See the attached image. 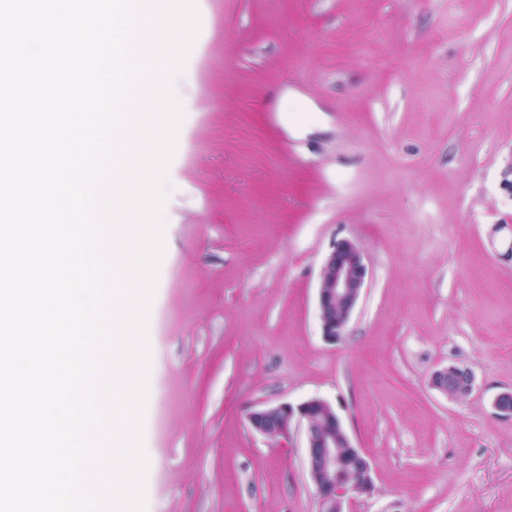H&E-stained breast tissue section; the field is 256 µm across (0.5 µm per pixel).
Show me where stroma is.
<instances>
[{"label": "stroma", "instance_id": "35a3bbf8", "mask_svg": "<svg viewBox=\"0 0 512 512\" xmlns=\"http://www.w3.org/2000/svg\"><path fill=\"white\" fill-rule=\"evenodd\" d=\"M175 80L150 305L146 512H319L303 436L328 401L369 458L345 512H512V0H196ZM370 270L336 342L320 267ZM449 365L471 390L432 387Z\"/></svg>", "mask_w": 512, "mask_h": 512}]
</instances>
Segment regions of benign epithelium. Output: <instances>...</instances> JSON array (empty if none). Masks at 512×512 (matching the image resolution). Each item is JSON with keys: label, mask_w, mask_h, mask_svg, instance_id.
Wrapping results in <instances>:
<instances>
[{"label": "benign epithelium", "mask_w": 512, "mask_h": 512, "mask_svg": "<svg viewBox=\"0 0 512 512\" xmlns=\"http://www.w3.org/2000/svg\"><path fill=\"white\" fill-rule=\"evenodd\" d=\"M369 278V268L360 247L348 238L332 243L319 273L318 313L322 336L335 341L343 335L357 308ZM473 383L471 372L450 365L432 377V386L448 395H463ZM285 424L277 430L288 437L292 425L304 429L306 470L317 493L321 512H343L351 493L369 494L374 488L369 458L357 448L333 407L325 400L311 398L298 404L279 403L254 408L248 415L250 428L270 436L275 421Z\"/></svg>", "instance_id": "obj_1"}]
</instances>
